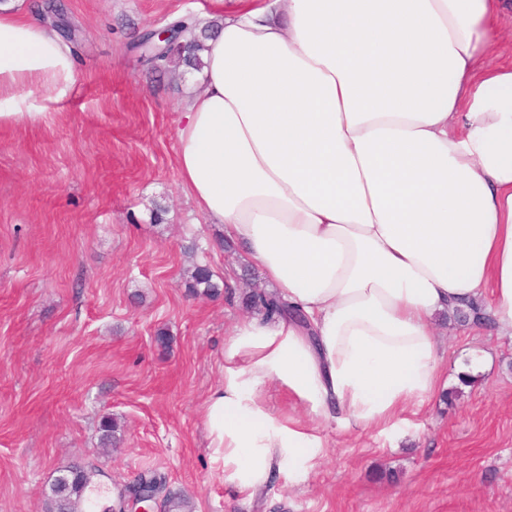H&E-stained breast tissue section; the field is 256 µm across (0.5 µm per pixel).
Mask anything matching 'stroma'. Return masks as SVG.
<instances>
[{"label":"stroma","instance_id":"1","mask_svg":"<svg viewBox=\"0 0 512 512\" xmlns=\"http://www.w3.org/2000/svg\"><path fill=\"white\" fill-rule=\"evenodd\" d=\"M79 31L75 83L36 120L0 126V512H50L61 470L95 467L109 496L160 475L187 512H512V337L452 314L435 331L443 390L387 429L322 425L305 483L247 496L212 467L202 406L224 341L265 281L180 184L186 67L134 45L216 0H55ZM206 265L219 295L187 297ZM166 332L167 344L157 340ZM120 443L99 444L103 417Z\"/></svg>","mask_w":512,"mask_h":512}]
</instances>
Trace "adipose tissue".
I'll list each match as a JSON object with an SVG mask.
<instances>
[{"mask_svg": "<svg viewBox=\"0 0 512 512\" xmlns=\"http://www.w3.org/2000/svg\"><path fill=\"white\" fill-rule=\"evenodd\" d=\"M0 0V126L67 97L70 47ZM502 0H234L177 130L180 183L295 313L236 325L203 408L211 464L302 483L323 420L438 389L436 318L486 296L512 336V63ZM276 384L300 413H274Z\"/></svg>", "mask_w": 512, "mask_h": 512, "instance_id": "ef3b65f1", "label": "adipose tissue"}]
</instances>
